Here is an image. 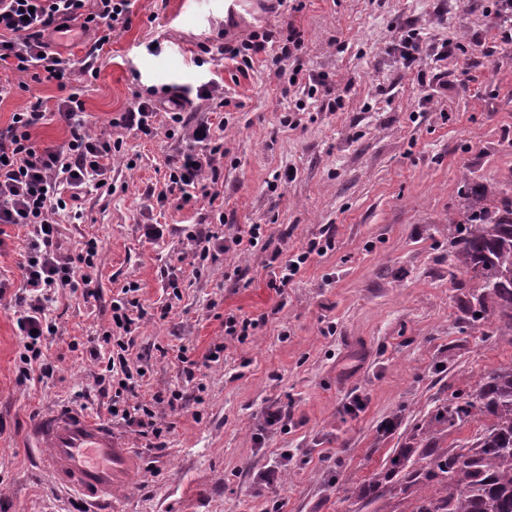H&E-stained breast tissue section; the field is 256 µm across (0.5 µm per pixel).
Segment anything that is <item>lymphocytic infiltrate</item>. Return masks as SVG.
I'll list each match as a JSON object with an SVG mask.
<instances>
[{
	"label": "lymphocytic infiltrate",
	"mask_w": 512,
	"mask_h": 512,
	"mask_svg": "<svg viewBox=\"0 0 512 512\" xmlns=\"http://www.w3.org/2000/svg\"><path fill=\"white\" fill-rule=\"evenodd\" d=\"M133 0H0V71L15 75L12 83H0V95L12 90L30 91L32 84L56 83L62 90L56 107L70 128L68 140L57 147H42L33 139V131L46 112L42 98H35L13 113L8 127L0 130V224H16L27 229V246L21 265V286L25 292V310L16 321L23 349L19 354L20 380L32 375L47 377L53 372L42 350L45 337L57 334L58 327L46 315V305L57 289L82 288L85 297L100 299L101 290L91 271L98 253L96 241H87L80 253L63 250L59 241L60 215L80 208L82 200L100 183H111L112 162L120 152L123 134L147 139L158 135L180 136L183 147L169 156L166 166L168 182L156 196L157 205L177 201L190 203L202 194L209 203L220 198L215 184L224 160V131L228 119L223 113L224 88L207 81L197 88L200 99L213 101L214 118L192 121L184 110L183 97L168 92L136 95L134 102L112 120L119 129L118 138L103 137L86 127L82 113L84 103L72 91L71 64L55 52L52 44L56 32L79 22L82 31L94 33V49H102L114 35L131 23ZM302 47L301 34L289 29L276 38L267 30L253 32L249 39L227 41L217 52L240 73H248L260 54L272 53L277 64L276 77H289L291 83L306 79L309 93H317L324 79L304 75L297 65ZM262 225H250L246 234L219 236L207 224H196L187 232L190 255L199 265L215 264L221 255L241 245L257 246L263 238ZM136 285L122 288L120 297L112 299V328L103 340L112 351L105 366L112 380V414L143 438L161 439L167 425L158 421L156 408H176L180 395L159 390L150 401L132 406L124 401L125 391L138 380L126 353L129 337L137 329L145 310L136 296Z\"/></svg>",
	"instance_id": "1"
}]
</instances>
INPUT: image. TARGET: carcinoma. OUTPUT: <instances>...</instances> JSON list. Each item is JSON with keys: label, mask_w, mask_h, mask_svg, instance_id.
Listing matches in <instances>:
<instances>
[{"label": "carcinoma", "mask_w": 512, "mask_h": 512, "mask_svg": "<svg viewBox=\"0 0 512 512\" xmlns=\"http://www.w3.org/2000/svg\"><path fill=\"white\" fill-rule=\"evenodd\" d=\"M453 241L457 265L482 280L500 330L512 334V202L466 211ZM486 417L491 424L469 448L429 449L413 461H390L408 495L404 512H512V367L480 379L463 401L437 409L438 424Z\"/></svg>", "instance_id": "carcinoma-1"}]
</instances>
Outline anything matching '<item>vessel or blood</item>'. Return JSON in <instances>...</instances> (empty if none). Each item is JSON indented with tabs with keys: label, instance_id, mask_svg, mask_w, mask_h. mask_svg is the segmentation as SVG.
I'll use <instances>...</instances> for the list:
<instances>
[{
	"label": "vessel or blood",
	"instance_id": "obj_1",
	"mask_svg": "<svg viewBox=\"0 0 512 512\" xmlns=\"http://www.w3.org/2000/svg\"><path fill=\"white\" fill-rule=\"evenodd\" d=\"M36 463L54 483L75 493L86 512L112 497L134 474V450L111 422L71 407L37 416L28 430Z\"/></svg>",
	"mask_w": 512,
	"mask_h": 512
}]
</instances>
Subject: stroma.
Segmentation results:
<instances>
[{"mask_svg": "<svg viewBox=\"0 0 512 512\" xmlns=\"http://www.w3.org/2000/svg\"><path fill=\"white\" fill-rule=\"evenodd\" d=\"M259 7L256 15H229L224 0H135L130 28L99 53L97 78L75 82L83 118L92 132L112 135L111 119L135 91L168 85L184 90L189 113L200 119L207 109L198 85L223 83L230 115L218 180L224 211L209 213L212 230L265 225L287 256L327 236L332 249L312 255L280 293L269 286L271 253L259 247L197 269L181 258V228L195 206L146 208L148 192L163 187L177 140L125 136L113 192L87 196L80 222L61 216L65 248L97 238L103 299L69 288L54 296L47 315L59 331L46 337L43 352L55 373L23 382L15 285L25 231L0 226V277L12 284L0 298V512H76L78 500L35 468L27 425L67 405L111 419L98 392L111 348L103 346L97 361L86 343L109 328L108 302L131 283L144 305L172 306L134 334L131 353L147 370L138 393L166 388L184 399L176 411L160 412L172 425L164 449L133 437L139 472L113 496L112 512H264L276 502L282 512H403L401 494L370 503L362 490L383 478L400 449L468 446L487 427L484 418L449 427L433 416L480 377L512 367V335L494 317L473 321L482 282L456 265L450 246L460 212L494 209L512 189V50L500 49L489 24L494 0H260ZM260 26L299 29L300 60L307 72L325 75L326 91L303 100L298 87L277 80L268 54L238 82L222 60L194 64L195 44L240 40ZM403 27L462 48L441 61L420 55L404 68L389 51ZM152 41L159 48L150 53ZM438 72L447 73V87H434ZM37 93L48 112L33 135L39 145H62L69 127L53 112L57 87L46 82ZM336 98L341 108L329 110ZM287 114L297 126L283 125ZM285 171L288 182L270 191ZM155 222L172 230L152 242L142 227ZM168 265L181 268L182 297L174 302L161 275ZM228 265L237 276L225 277ZM229 313L266 323L245 341L228 340ZM221 342L223 358L207 361ZM182 346L200 363L197 383L179 373ZM355 395L363 409L344 412ZM273 404L285 409L288 427L256 445L262 413ZM284 448L294 455L288 470L261 484L259 474ZM324 452L330 460H321ZM348 487L357 496L346 497Z\"/></svg>", "mask_w": 512, "mask_h": 512, "instance_id": "35a3bbf8", "label": "stroma"}]
</instances>
